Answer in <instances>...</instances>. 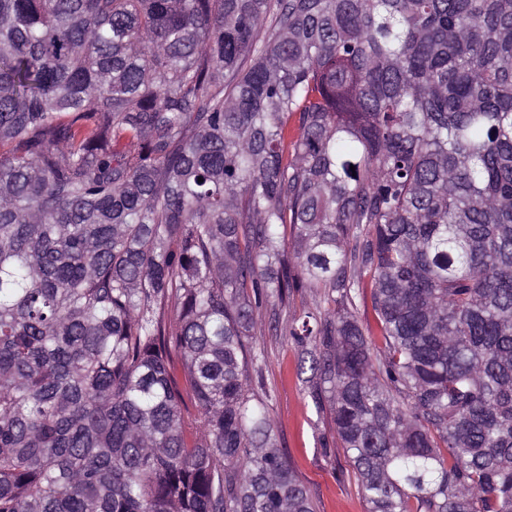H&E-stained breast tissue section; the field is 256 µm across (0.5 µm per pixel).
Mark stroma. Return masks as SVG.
<instances>
[{
	"mask_svg": "<svg viewBox=\"0 0 512 512\" xmlns=\"http://www.w3.org/2000/svg\"><path fill=\"white\" fill-rule=\"evenodd\" d=\"M252 342L264 356L263 375L277 440L317 512H368L343 448L334 443L325 451L319 445L321 436H333V418L329 406L315 405L306 376L299 371L296 348L270 331L261 316Z\"/></svg>",
	"mask_w": 512,
	"mask_h": 512,
	"instance_id": "stroma-1",
	"label": "stroma"
}]
</instances>
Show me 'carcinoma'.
Masks as SVG:
<instances>
[{"label": "carcinoma", "mask_w": 512, "mask_h": 512, "mask_svg": "<svg viewBox=\"0 0 512 512\" xmlns=\"http://www.w3.org/2000/svg\"><path fill=\"white\" fill-rule=\"evenodd\" d=\"M308 288L368 512H512V0H0V512H316ZM319 302L314 292L296 296L288 312L282 314L278 336L269 330L267 318L256 316L254 336L250 338L264 356L263 375L280 448L309 490L317 512H367L346 454L333 439L329 403L324 399L322 406L316 407L309 384L304 382L310 372L305 369L300 373L298 351L282 336L295 317L304 310L314 311ZM323 435L329 439L327 453L318 442Z\"/></svg>", "instance_id": "1"}]
</instances>
